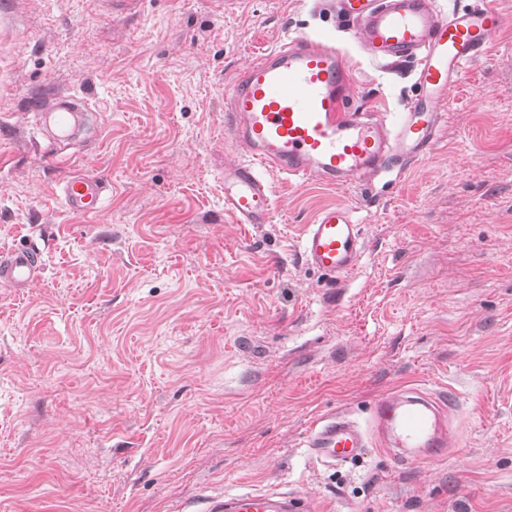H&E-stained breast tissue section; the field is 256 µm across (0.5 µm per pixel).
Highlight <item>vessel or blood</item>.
<instances>
[{"instance_id": "b4317fda", "label": "vessel or blood", "mask_w": 512, "mask_h": 512, "mask_svg": "<svg viewBox=\"0 0 512 512\" xmlns=\"http://www.w3.org/2000/svg\"><path fill=\"white\" fill-rule=\"evenodd\" d=\"M339 12L374 60L413 63L421 92L400 112L353 109L349 59L336 47L294 35L262 52L233 78L226 97L225 132L245 156L224 167V210L237 223H270L269 174L296 183L363 186L424 159L436 144L449 89L504 25L495 10L444 13L434 0H339ZM32 112L37 127L50 122L60 131L85 114L70 96L37 102ZM108 191L102 176L79 173L62 182L60 199L71 212L97 213ZM300 249L312 268L335 279L350 274L365 250L354 209H321ZM42 256L33 241L10 249L0 256V284L18 293L33 287L43 277ZM373 420L384 438L400 445L401 458L420 448L437 457L448 446L442 407L430 397L387 395L375 404ZM306 446L317 458L342 464L362 457L368 438L356 421L336 414L311 428ZM291 504L246 492L212 497L208 512H288Z\"/></svg>"}]
</instances>
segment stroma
Instances as JSON below:
<instances>
[{"label": "stroma", "mask_w": 512, "mask_h": 512, "mask_svg": "<svg viewBox=\"0 0 512 512\" xmlns=\"http://www.w3.org/2000/svg\"><path fill=\"white\" fill-rule=\"evenodd\" d=\"M448 92L437 144L401 180L276 181L267 224L224 212L225 86L284 34L348 53L355 107L400 112L412 67L363 55L321 0H0V252L44 248L42 280L0 286V512H202L203 498L296 493L316 512H512V0ZM88 100L93 136L63 163L30 114L45 90ZM110 184L68 212L71 173ZM355 209L346 278L300 236ZM405 388L450 403L454 444L400 461L372 409ZM347 412L362 461L305 446ZM60 189V199L72 213L100 212L107 199L109 184L102 176L79 173L65 179Z\"/></svg>", "instance_id": "stroma-1"}]
</instances>
